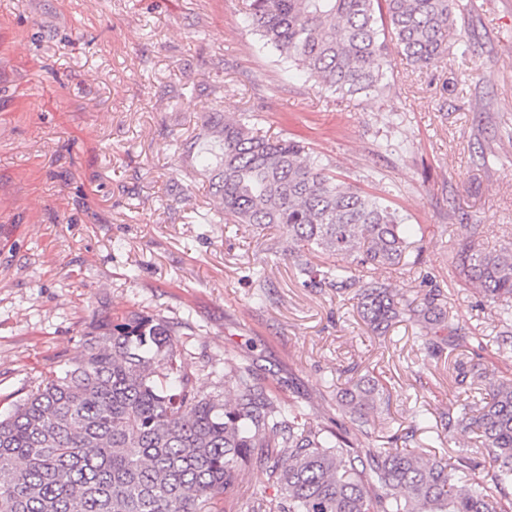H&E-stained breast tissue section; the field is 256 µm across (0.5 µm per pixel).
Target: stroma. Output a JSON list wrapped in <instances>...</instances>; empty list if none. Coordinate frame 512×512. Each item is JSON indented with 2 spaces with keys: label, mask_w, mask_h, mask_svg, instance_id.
<instances>
[{
  "label": "stroma",
  "mask_w": 512,
  "mask_h": 512,
  "mask_svg": "<svg viewBox=\"0 0 512 512\" xmlns=\"http://www.w3.org/2000/svg\"><path fill=\"white\" fill-rule=\"evenodd\" d=\"M245 3L0 0V413L99 318L138 310L186 324L201 390L218 379L198 357L229 356L329 426L373 375L387 448L474 452L448 416L484 369L512 377V347L456 258L512 242V0H472L468 55L394 57L384 96L344 99L263 47ZM239 119L384 196L419 260L367 279L439 289L467 343L431 359L414 324L377 335L353 293L304 287L284 229L225 214L186 145Z\"/></svg>",
  "instance_id": "1"
}]
</instances>
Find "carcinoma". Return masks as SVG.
<instances>
[{
  "instance_id": "obj_1",
  "label": "carcinoma",
  "mask_w": 512,
  "mask_h": 512,
  "mask_svg": "<svg viewBox=\"0 0 512 512\" xmlns=\"http://www.w3.org/2000/svg\"><path fill=\"white\" fill-rule=\"evenodd\" d=\"M469 11L460 0L246 3L263 46L342 96L382 94L395 52L417 66L447 54L448 34ZM210 135L213 145L197 156L225 213L241 224L282 225L291 252L349 261L302 264L306 287L356 290L372 331L410 322L429 357L467 342L449 329L439 290L410 301L398 288L363 279L370 266L409 265L411 230L384 198L336 179L298 141L230 121ZM458 267L499 322L512 323V245H473ZM178 336L166 320L133 311L102 318L81 334L78 354L59 355L0 414V512H220L224 493L255 466L277 494L256 499L252 512L512 509V380L498 372L481 375L485 404L464 403L457 415L481 439L490 463L482 473L466 453L450 462L378 443L357 447L354 436L372 434L384 401L375 377L357 380L336 400L349 424L314 426L302 407L283 404L228 357L205 362L221 375V389L201 392Z\"/></svg>"
}]
</instances>
